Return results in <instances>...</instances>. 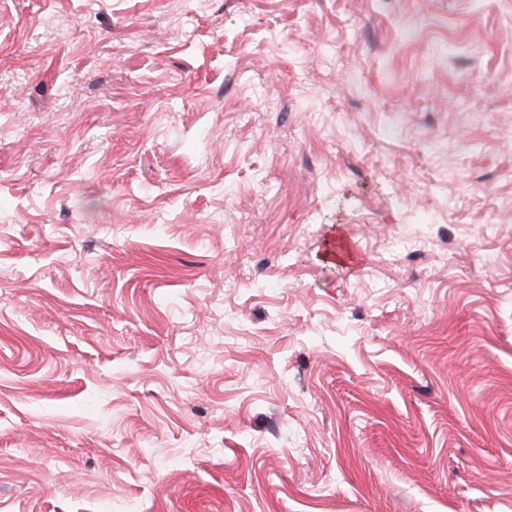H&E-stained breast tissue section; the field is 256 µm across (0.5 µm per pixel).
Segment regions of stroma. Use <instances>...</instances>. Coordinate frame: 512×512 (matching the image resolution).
<instances>
[{
  "mask_svg": "<svg viewBox=\"0 0 512 512\" xmlns=\"http://www.w3.org/2000/svg\"><path fill=\"white\" fill-rule=\"evenodd\" d=\"M0 512H512V0H0Z\"/></svg>",
  "mask_w": 512,
  "mask_h": 512,
  "instance_id": "1",
  "label": "stroma"
}]
</instances>
